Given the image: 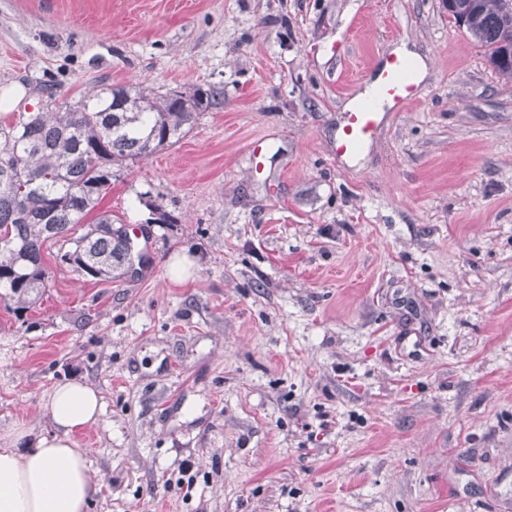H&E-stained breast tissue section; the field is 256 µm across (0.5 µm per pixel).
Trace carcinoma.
<instances>
[{"instance_id": "cac0c4a2", "label": "carcinoma", "mask_w": 512, "mask_h": 512, "mask_svg": "<svg viewBox=\"0 0 512 512\" xmlns=\"http://www.w3.org/2000/svg\"><path fill=\"white\" fill-rule=\"evenodd\" d=\"M448 15L465 20L487 62L512 77V0H452ZM216 88L186 99L161 87L112 85L95 100L55 112L47 92L43 111L0 121V301L27 309L49 284L44 246L54 260L88 281L112 282L143 256L125 224L103 212L74 235L112 185L115 169L179 143L200 113L220 106Z\"/></svg>"}]
</instances>
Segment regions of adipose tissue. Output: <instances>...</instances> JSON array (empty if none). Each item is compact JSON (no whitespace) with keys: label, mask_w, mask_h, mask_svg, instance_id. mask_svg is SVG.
<instances>
[{"label":"adipose tissue","mask_w":512,"mask_h":512,"mask_svg":"<svg viewBox=\"0 0 512 512\" xmlns=\"http://www.w3.org/2000/svg\"><path fill=\"white\" fill-rule=\"evenodd\" d=\"M101 410L95 388L68 381L47 402L55 434L26 450L16 448L15 437L0 439V512H88L97 487L73 435L93 425Z\"/></svg>","instance_id":"1"}]
</instances>
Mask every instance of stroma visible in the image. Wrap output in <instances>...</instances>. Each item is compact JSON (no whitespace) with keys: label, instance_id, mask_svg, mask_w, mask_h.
I'll return each instance as SVG.
<instances>
[{"label":"stroma","instance_id":"35a3bbf8","mask_svg":"<svg viewBox=\"0 0 512 512\" xmlns=\"http://www.w3.org/2000/svg\"><path fill=\"white\" fill-rule=\"evenodd\" d=\"M401 45L422 93L337 158ZM145 81L224 102L102 197L145 268L0 305V435L81 380L89 512H512V78L445 0H0V119Z\"/></svg>","mask_w":512,"mask_h":512}]
</instances>
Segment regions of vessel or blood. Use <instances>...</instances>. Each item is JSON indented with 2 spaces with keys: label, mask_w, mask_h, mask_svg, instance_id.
I'll use <instances>...</instances> for the list:
<instances>
[{
  "label": "vessel or blood",
  "mask_w": 512,
  "mask_h": 512,
  "mask_svg": "<svg viewBox=\"0 0 512 512\" xmlns=\"http://www.w3.org/2000/svg\"><path fill=\"white\" fill-rule=\"evenodd\" d=\"M419 85L411 63L405 59L390 60L381 70L374 95L349 112L336 140V155L348 158L372 140L379 128L381 106L394 102L405 104L416 100Z\"/></svg>",
  "instance_id": "vessel-or-blood-1"
}]
</instances>
